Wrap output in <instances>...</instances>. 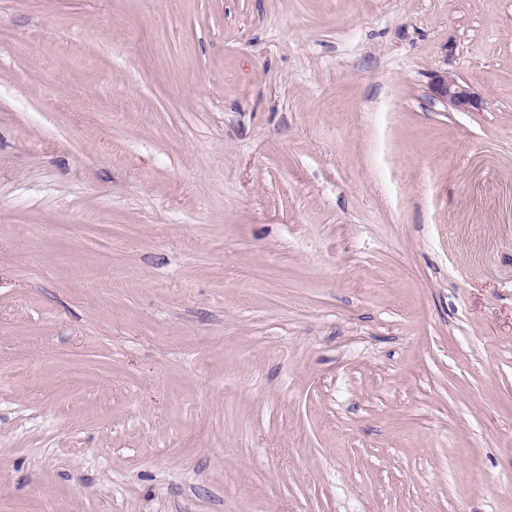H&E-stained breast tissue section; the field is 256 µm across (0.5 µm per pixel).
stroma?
<instances>
[{"label": "stroma", "mask_w": 512, "mask_h": 512, "mask_svg": "<svg viewBox=\"0 0 512 512\" xmlns=\"http://www.w3.org/2000/svg\"><path fill=\"white\" fill-rule=\"evenodd\" d=\"M0 512H512V0H0ZM432 89L436 97L461 110L476 109L481 103L478 94L446 73L435 76Z\"/></svg>", "instance_id": "obj_1"}]
</instances>
